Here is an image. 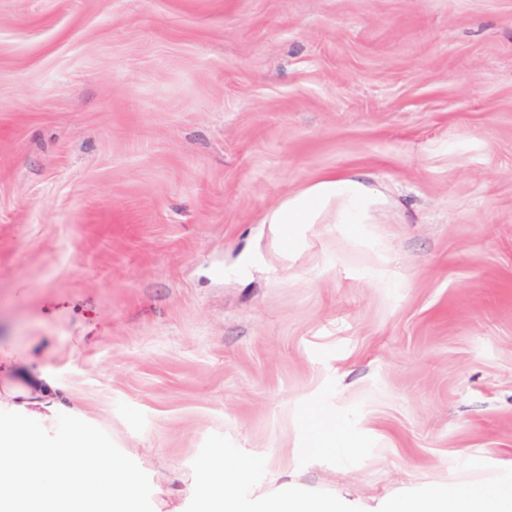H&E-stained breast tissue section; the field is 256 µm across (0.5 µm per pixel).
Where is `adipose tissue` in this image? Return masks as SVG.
Returning a JSON list of instances; mask_svg holds the SVG:
<instances>
[{
    "instance_id": "adipose-tissue-1",
    "label": "adipose tissue",
    "mask_w": 512,
    "mask_h": 512,
    "mask_svg": "<svg viewBox=\"0 0 512 512\" xmlns=\"http://www.w3.org/2000/svg\"><path fill=\"white\" fill-rule=\"evenodd\" d=\"M368 199L360 182L330 178L283 202L269 221L309 224L330 202L359 209ZM50 392L47 383L23 388L18 417L0 423V512H135L137 482L102 440L78 428L47 445L46 425L61 409Z\"/></svg>"
}]
</instances>
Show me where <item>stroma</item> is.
Returning a JSON list of instances; mask_svg holds the SVG:
<instances>
[{
    "instance_id": "35a3bbf8",
    "label": "stroma",
    "mask_w": 512,
    "mask_h": 512,
    "mask_svg": "<svg viewBox=\"0 0 512 512\" xmlns=\"http://www.w3.org/2000/svg\"><path fill=\"white\" fill-rule=\"evenodd\" d=\"M0 377L136 512L214 433L255 498L512 466V0H0ZM369 194L358 181L330 178L314 185L293 200H286L270 215L271 224H311L330 202L344 200L356 209L366 206Z\"/></svg>"
}]
</instances>
